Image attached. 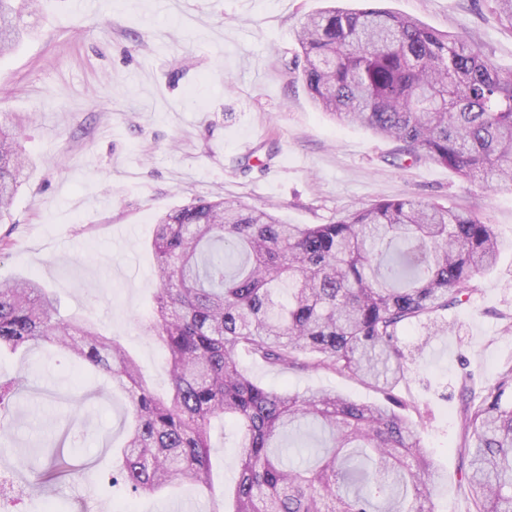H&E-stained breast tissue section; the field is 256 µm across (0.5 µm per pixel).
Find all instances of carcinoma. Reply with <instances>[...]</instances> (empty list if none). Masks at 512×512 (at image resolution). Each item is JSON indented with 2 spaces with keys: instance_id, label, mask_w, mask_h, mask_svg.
<instances>
[{
  "instance_id": "carcinoma-1",
  "label": "carcinoma",
  "mask_w": 512,
  "mask_h": 512,
  "mask_svg": "<svg viewBox=\"0 0 512 512\" xmlns=\"http://www.w3.org/2000/svg\"><path fill=\"white\" fill-rule=\"evenodd\" d=\"M0 0V54L24 36L22 11ZM512 30V0H494ZM295 70L315 104L490 189L512 183V70L455 35L382 8L327 7L298 31ZM15 124L0 121V216L21 186ZM155 306L144 324L167 353L169 392L147 386L120 340L81 317H58L38 279H0V354L51 345L129 403L112 488L158 493L176 480L206 488L211 433L237 431L230 512H435L437 472L418 432L390 407L333 390H269L238 367L244 351L287 371L331 370L385 389L404 374L407 325H438L497 262L491 224L413 198L378 201L330 224H288L237 200L197 199L158 217ZM20 379L0 380V413ZM512 363L487 394L462 389L465 479L476 512H512ZM77 473L53 452L36 471L50 495Z\"/></svg>"
}]
</instances>
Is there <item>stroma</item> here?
<instances>
[{
    "label": "stroma",
    "instance_id": "35a3bbf8",
    "mask_svg": "<svg viewBox=\"0 0 512 512\" xmlns=\"http://www.w3.org/2000/svg\"><path fill=\"white\" fill-rule=\"evenodd\" d=\"M326 0H97L90 14L70 0H41L30 33L0 57V112L21 125L30 165L9 217L0 221V276H36L77 315L118 338L157 394L168 389L161 349L141 318L151 303L156 218L199 197H230L291 224H328L348 210L414 197L489 220L497 265L468 302L442 312L447 334L403 329L405 376L391 395L327 370L282 372L238 352L261 386L329 389L403 408L439 467L436 512H473L460 388L483 395L512 360V184L486 188L447 166L400 158L399 142L339 123L317 110L290 70L305 16ZM385 8L462 36L483 57L512 69V31L491 0H342ZM23 386L5 417L12 439L0 475L24 487L33 464L68 430L82 434L81 475L54 499L75 512H114L103 476L125 437L128 403L105 376L87 374L51 346L0 356V377ZM209 493L186 481L135 497L137 512H222L239 474L233 439L215 437ZM25 458L30 468L17 466Z\"/></svg>",
    "mask_w": 512,
    "mask_h": 512
}]
</instances>
